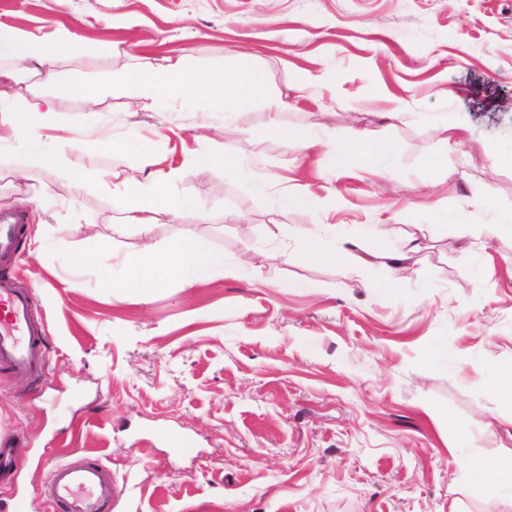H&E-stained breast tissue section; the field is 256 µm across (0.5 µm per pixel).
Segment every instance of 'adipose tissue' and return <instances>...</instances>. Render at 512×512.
<instances>
[{"instance_id":"adipose-tissue-1","label":"adipose tissue","mask_w":512,"mask_h":512,"mask_svg":"<svg viewBox=\"0 0 512 512\" xmlns=\"http://www.w3.org/2000/svg\"><path fill=\"white\" fill-rule=\"evenodd\" d=\"M53 49L37 45L24 36L0 28V57L17 60L21 71L50 82ZM130 85L143 86L154 105L164 107L179 98H190L213 105L242 107L263 99L267 93V77L259 70L239 68L234 57L224 60V75L217 78L185 67L181 62L169 64L160 72L128 71L123 76ZM50 112L47 101L39 98L27 100L23 116H16L11 107L0 105V122H9L18 139L36 150L41 163L56 161L51 146L45 145L38 129ZM180 176L179 169L148 170L143 182L129 186L123 181H110L113 196L126 198L128 224L140 232L149 233L151 215L159 207H167L171 215L194 208L193 198L168 200L167 190ZM224 257L192 238H179L163 248L145 246L125 263V276L116 281L111 271L100 274V285L105 289L117 288L123 294L139 301H148L161 281L170 280L184 288H193L208 281L217 271L225 269Z\"/></svg>"}]
</instances>
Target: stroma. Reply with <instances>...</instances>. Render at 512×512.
<instances>
[{
  "instance_id": "obj_1",
  "label": "stroma",
  "mask_w": 512,
  "mask_h": 512,
  "mask_svg": "<svg viewBox=\"0 0 512 512\" xmlns=\"http://www.w3.org/2000/svg\"><path fill=\"white\" fill-rule=\"evenodd\" d=\"M0 25L77 39L57 52L55 83L23 72L0 85L17 109L51 100L42 134L59 155L33 161L0 126V197L34 200L14 282L49 353L36 380L0 368V443L20 460L0 512L18 495L44 512L51 455L110 467L108 512H448L452 498L512 512L462 478L471 461H512V407L492 390L512 364V166L497 160L512 144V0H0ZM231 53L267 74L277 127L261 104L159 111L123 82L178 60L219 75ZM79 82L101 86L95 106L66 93ZM285 131L317 144L289 151ZM356 131L377 167H337L335 145ZM200 150L246 170L186 165ZM146 151L182 167L170 194L199 208L113 235L124 207L101 180L142 181ZM269 173L310 206L275 209L253 188ZM91 225L113 235L107 249ZM314 227L345 257L308 260ZM179 237L223 253L228 272L146 302L99 288L102 268L120 279L144 243ZM404 251L408 272L383 288L380 253Z\"/></svg>"
}]
</instances>
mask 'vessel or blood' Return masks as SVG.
Returning a JSON list of instances; mask_svg holds the SVG:
<instances>
[{
  "mask_svg": "<svg viewBox=\"0 0 512 512\" xmlns=\"http://www.w3.org/2000/svg\"><path fill=\"white\" fill-rule=\"evenodd\" d=\"M22 229L18 213H0V266L18 260ZM45 340V329L32 313L29 290L0 283V366L25 376L41 374L46 368ZM119 493L111 469L96 458L79 463L49 460L41 488L51 512H102Z\"/></svg>",
  "mask_w": 512,
  "mask_h": 512,
  "instance_id": "obj_1",
  "label": "vessel or blood"
}]
</instances>
